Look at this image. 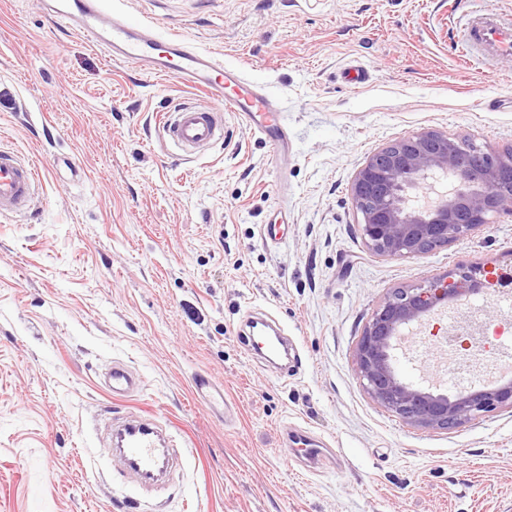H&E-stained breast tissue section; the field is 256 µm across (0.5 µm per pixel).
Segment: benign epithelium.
<instances>
[{"label":"benign epithelium","mask_w":512,"mask_h":512,"mask_svg":"<svg viewBox=\"0 0 512 512\" xmlns=\"http://www.w3.org/2000/svg\"><path fill=\"white\" fill-rule=\"evenodd\" d=\"M358 227L367 250L409 258L469 238L492 216L512 213V149L484 150L438 131L399 139L370 155L351 184ZM478 291L472 269L399 288L373 311L354 349L360 378L371 397L404 423L453 430L501 407L512 408V376L435 393L405 381L393 351L406 333L441 302L464 306Z\"/></svg>","instance_id":"7a95c632"}]
</instances>
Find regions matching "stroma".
<instances>
[{"mask_svg": "<svg viewBox=\"0 0 512 512\" xmlns=\"http://www.w3.org/2000/svg\"><path fill=\"white\" fill-rule=\"evenodd\" d=\"M241 68L288 128L277 155L233 113L187 156L157 114L194 90L0 0V148L37 158L24 215L0 216V512H512V409L452 430L405 424L353 352L387 293L473 265L512 267V214L416 258L369 253L351 183L385 145L432 129L512 149V61L462 56L472 0H112ZM360 64L368 80L347 85ZM283 225L281 239L266 227ZM270 313L301 356L280 375L238 338ZM126 364L140 392L116 398ZM223 384L230 416L194 399ZM159 417L177 450L135 486L105 418ZM327 451L286 456L284 426ZM106 385L112 390V396L127 397L140 390L139 377L122 363L112 364L106 374Z\"/></svg>", "mask_w": 512, "mask_h": 512, "instance_id": "stroma-1", "label": "stroma"}]
</instances>
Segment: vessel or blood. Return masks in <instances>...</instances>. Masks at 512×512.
<instances>
[{
  "label": "vessel or blood",
  "mask_w": 512,
  "mask_h": 512,
  "mask_svg": "<svg viewBox=\"0 0 512 512\" xmlns=\"http://www.w3.org/2000/svg\"><path fill=\"white\" fill-rule=\"evenodd\" d=\"M47 14L52 24L84 37L115 62L147 65L151 74L171 77L201 91L203 105H185L167 113L162 129L168 140L182 152H198L218 140L224 130V115L237 113L239 119L273 148H280L288 135L272 98L246 77L239 68L226 67L212 53L193 47L177 37H163L121 13L109 12L107 0H51ZM468 56L484 60L512 57V18L493 9L478 15L463 38ZM39 179L30 159L0 149V214H18L29 209ZM245 342L255 346L259 335L272 336L276 347L266 353L268 362L294 358L296 352L281 337L269 316L247 318ZM113 395L126 397L140 390L139 377L122 363L113 364L106 375ZM192 389L200 403L223 404L224 388L198 375ZM112 444L118 464L139 483L154 484L169 471L172 458L167 443L156 427L132 417L117 425ZM294 455L317 461L319 442L305 432H295Z\"/></svg>",
  "instance_id": "1"
}]
</instances>
